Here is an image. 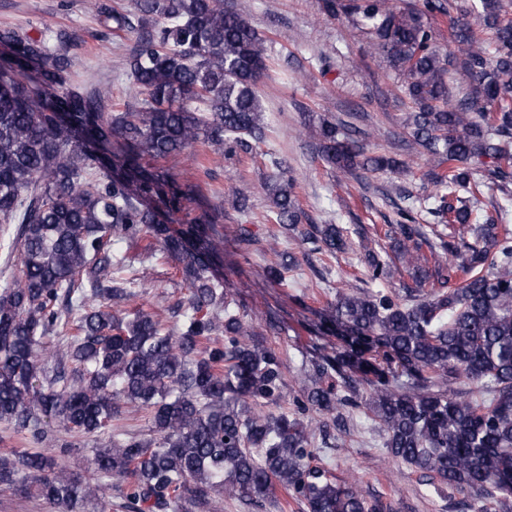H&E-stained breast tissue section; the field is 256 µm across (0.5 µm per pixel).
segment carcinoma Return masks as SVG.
Listing matches in <instances>:
<instances>
[{
  "label": "carcinoma",
  "mask_w": 512,
  "mask_h": 512,
  "mask_svg": "<svg viewBox=\"0 0 512 512\" xmlns=\"http://www.w3.org/2000/svg\"><path fill=\"white\" fill-rule=\"evenodd\" d=\"M130 16L107 5L108 30L139 27L128 66L134 105L101 111L70 81L66 50L39 36L0 30V240L11 272L0 286V491L42 499L56 512H104L112 480L127 512H214L216 496L264 500L276 488L307 512H384L358 484L318 458L310 412L358 410L379 425L396 461L483 506L512 512V0H322L331 18L365 35L400 82L411 148L433 168L435 223L399 211L385 237L404 262L440 248L414 286L340 287L310 327L285 397L283 352L257 340L218 277V216L187 228L164 220L201 187L178 183L150 161L202 141L218 154L266 138L258 81L271 58L248 16L224 0H132ZM451 24L440 52L431 19ZM323 159L342 173L400 172L409 163L366 155L362 132L308 115ZM263 188L267 220L295 231L302 210L294 179L275 159ZM150 234L155 260H173L187 303L170 325L136 308L137 270L117 242ZM301 240L318 253L348 247L339 224H312ZM266 268L282 284L288 252ZM389 260L369 251L364 275L381 284ZM143 413L152 436L117 426ZM84 449L87 473L59 458Z\"/></svg>",
  "instance_id": "cac0c4a2"
}]
</instances>
